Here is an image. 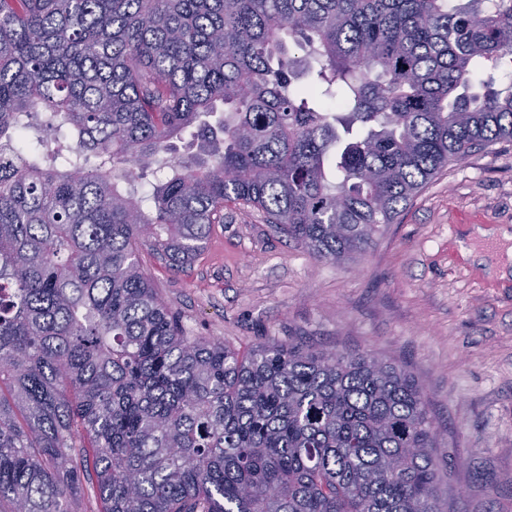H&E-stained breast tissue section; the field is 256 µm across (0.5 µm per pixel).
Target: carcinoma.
<instances>
[{"instance_id": "1", "label": "carcinoma", "mask_w": 512, "mask_h": 512, "mask_svg": "<svg viewBox=\"0 0 512 512\" xmlns=\"http://www.w3.org/2000/svg\"><path fill=\"white\" fill-rule=\"evenodd\" d=\"M504 63L512 0H0V512L87 473L99 512H453L406 366L189 336L139 247L182 269L233 205L366 254L512 141Z\"/></svg>"}]
</instances>
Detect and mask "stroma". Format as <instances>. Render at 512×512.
I'll use <instances>...</instances> for the list:
<instances>
[{"label": "stroma", "instance_id": "35a3bbf8", "mask_svg": "<svg viewBox=\"0 0 512 512\" xmlns=\"http://www.w3.org/2000/svg\"><path fill=\"white\" fill-rule=\"evenodd\" d=\"M473 226L512 228V141L450 164L340 266L234 206L183 270L149 246L139 255L192 335L240 349L303 336L407 363L459 462L455 512H512V274L489 272L503 258L490 240L477 243L485 263L463 255Z\"/></svg>", "mask_w": 512, "mask_h": 512}]
</instances>
